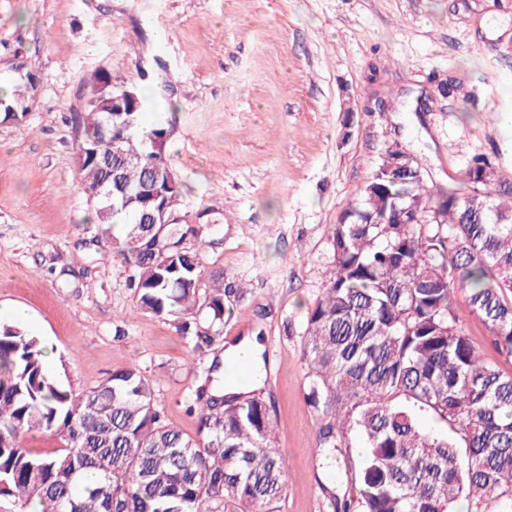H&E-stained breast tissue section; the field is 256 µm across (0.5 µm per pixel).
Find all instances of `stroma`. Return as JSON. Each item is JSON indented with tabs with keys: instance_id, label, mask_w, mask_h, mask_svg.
I'll list each match as a JSON object with an SVG mask.
<instances>
[{
	"instance_id": "obj_1",
	"label": "stroma",
	"mask_w": 512,
	"mask_h": 512,
	"mask_svg": "<svg viewBox=\"0 0 512 512\" xmlns=\"http://www.w3.org/2000/svg\"><path fill=\"white\" fill-rule=\"evenodd\" d=\"M41 78L23 123L0 124V310L23 306L51 373L85 393L133 363L188 435L192 343L137 311L134 274L96 241L74 116L97 72L136 84L169 126L181 183L173 220L201 231L204 278L244 288L215 351L259 333L280 512H333L306 401V318L334 269L331 234L386 149L457 186L485 158L512 173V0H0V77ZM453 303L481 356L512 373L467 295Z\"/></svg>"
}]
</instances>
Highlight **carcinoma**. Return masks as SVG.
Masks as SVG:
<instances>
[{
	"label": "carcinoma",
	"mask_w": 512,
	"mask_h": 512,
	"mask_svg": "<svg viewBox=\"0 0 512 512\" xmlns=\"http://www.w3.org/2000/svg\"><path fill=\"white\" fill-rule=\"evenodd\" d=\"M126 87L95 76L75 116L81 181L98 233L109 238L124 226L115 248L137 271L136 309L177 321L202 358L243 289L222 274L202 280L198 252L185 246L196 228L157 226L147 239L143 205L104 203L114 167L133 194L154 170L178 179L165 127L141 132V91L135 111L102 126ZM29 100L17 79L0 105ZM394 154L386 149L334 225V271L306 320L307 398L322 416L317 453L329 467L344 464L349 484L341 496L323 491L334 512H452L461 498L475 512H512V374L480 356L452 301L466 290L470 313L512 356V181L495 170L483 180L478 159L463 188L393 181ZM407 210L412 224L402 223ZM44 350L21 326L0 323V496L18 497L24 509L38 500L43 512H278L287 466L273 446L272 402L220 393L218 358L195 371L192 437L164 421L137 366L75 394L48 374ZM427 416L446 429L424 430ZM33 431L60 447L34 453L26 447ZM353 443L362 448L356 458Z\"/></svg>",
	"instance_id": "carcinoma-1"
}]
</instances>
